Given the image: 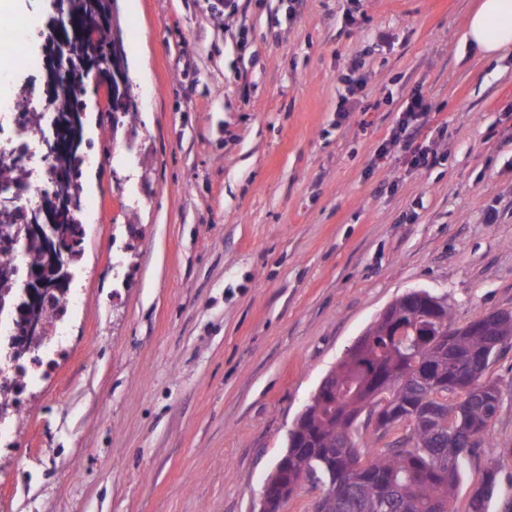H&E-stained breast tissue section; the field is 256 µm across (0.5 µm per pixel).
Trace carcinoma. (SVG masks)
Wrapping results in <instances>:
<instances>
[{
    "label": "carcinoma",
    "instance_id": "carcinoma-1",
    "mask_svg": "<svg viewBox=\"0 0 512 512\" xmlns=\"http://www.w3.org/2000/svg\"><path fill=\"white\" fill-rule=\"evenodd\" d=\"M71 19L87 29L91 37L81 45L71 39L64 42L72 53L82 49L86 54L106 60L111 67L124 65L115 40L110 37L111 23L101 18L111 17L110 0H71ZM93 77L80 79L81 94L71 83H65L52 101L56 108H74L84 104L82 95ZM79 150L55 157L57 167L68 183L81 176ZM410 298L394 302L401 307L392 312L386 322H373L364 332L365 355L351 362H341L330 373L338 389L339 399L308 404V412L298 416L295 428L289 430L284 457L288 472L273 470L269 483H282L297 489L305 480L323 485V494L315 512H456L454 500L463 479V462L472 449L448 445L445 420L455 413L457 402L435 404L438 384H451L456 374L476 376L475 394L470 402L466 427L472 433L491 437L492 426L487 421L496 416L499 390L495 383H484L486 371L496 353L512 343V324L497 339L461 332L452 323L450 309L441 312L443 328L452 333L450 345L453 363L448 354L410 355L400 365L406 378L383 385L382 420L402 416L405 431L390 442L384 434L371 428L365 415L358 413L364 399L367 376L389 362L402 345L395 341V331L410 323L406 312ZM356 449L367 464L358 475L343 471L341 454L344 446ZM495 461L487 463L482 483L471 496L468 512H489L496 490Z\"/></svg>",
    "mask_w": 512,
    "mask_h": 512
}]
</instances>
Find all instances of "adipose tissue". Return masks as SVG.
<instances>
[{"label": "adipose tissue", "mask_w": 512, "mask_h": 512, "mask_svg": "<svg viewBox=\"0 0 512 512\" xmlns=\"http://www.w3.org/2000/svg\"><path fill=\"white\" fill-rule=\"evenodd\" d=\"M464 39L487 56L512 52V0H478Z\"/></svg>", "instance_id": "obj_1"}]
</instances>
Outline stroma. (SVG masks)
<instances>
[{"instance_id":"1","label":"stroma","mask_w":512,"mask_h":512,"mask_svg":"<svg viewBox=\"0 0 512 512\" xmlns=\"http://www.w3.org/2000/svg\"><path fill=\"white\" fill-rule=\"evenodd\" d=\"M474 0H112L130 80L88 93L82 256L62 348L0 436V512H258L287 434L397 297L455 326L512 311V54L463 40ZM15 87L44 88L49 0ZM365 89L350 94L355 75ZM440 163L378 151L414 93ZM345 116H338V108ZM492 440L512 490V344Z\"/></svg>"}]
</instances>
